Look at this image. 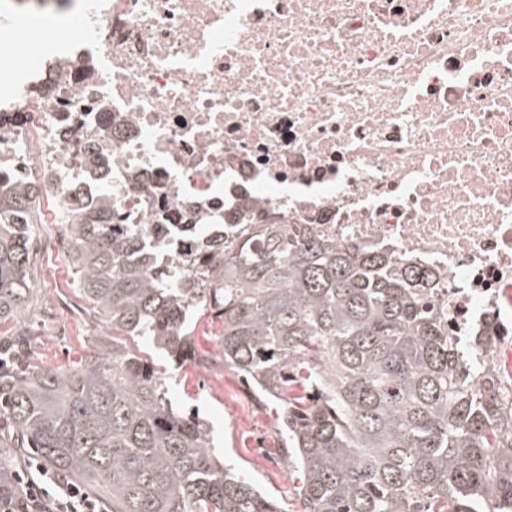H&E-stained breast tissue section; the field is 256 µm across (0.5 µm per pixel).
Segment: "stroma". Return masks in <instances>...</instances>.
Instances as JSON below:
<instances>
[{"instance_id": "35a3bbf8", "label": "stroma", "mask_w": 512, "mask_h": 512, "mask_svg": "<svg viewBox=\"0 0 512 512\" xmlns=\"http://www.w3.org/2000/svg\"><path fill=\"white\" fill-rule=\"evenodd\" d=\"M32 277L33 296L24 323L30 341L24 364L63 368L91 353L97 343H111V326L85 301L67 256H35ZM190 329L199 356L214 361L209 369L170 362L137 338L127 336L123 342L153 361L175 407L198 413L209 423L216 451L226 463L274 496L284 512H298L300 473L285 457L279 405L258 403L237 373L218 361L222 323L211 308H196Z\"/></svg>"}]
</instances>
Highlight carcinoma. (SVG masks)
<instances>
[{
	"instance_id": "1",
	"label": "carcinoma",
	"mask_w": 512,
	"mask_h": 512,
	"mask_svg": "<svg viewBox=\"0 0 512 512\" xmlns=\"http://www.w3.org/2000/svg\"><path fill=\"white\" fill-rule=\"evenodd\" d=\"M42 183L0 185V322L31 293ZM63 231L80 289L112 329L196 357L188 331L203 304L224 323V365L282 409L300 512H512V434L495 386L411 291L415 268L273 224L221 246L187 281L163 269L105 203L69 212ZM0 500L22 508L15 459L32 454L100 495L104 512H282L211 451L209 425L174 408L155 368L116 337L68 368L0 376Z\"/></svg>"
}]
</instances>
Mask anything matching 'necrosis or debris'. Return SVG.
I'll use <instances>...</instances> for the list:
<instances>
[{"instance_id": "obj_1", "label": "necrosis or debris", "mask_w": 512, "mask_h": 512, "mask_svg": "<svg viewBox=\"0 0 512 512\" xmlns=\"http://www.w3.org/2000/svg\"><path fill=\"white\" fill-rule=\"evenodd\" d=\"M26 176L42 252L104 197L186 278L270 222L422 266L512 409V0H0V183Z\"/></svg>"}]
</instances>
